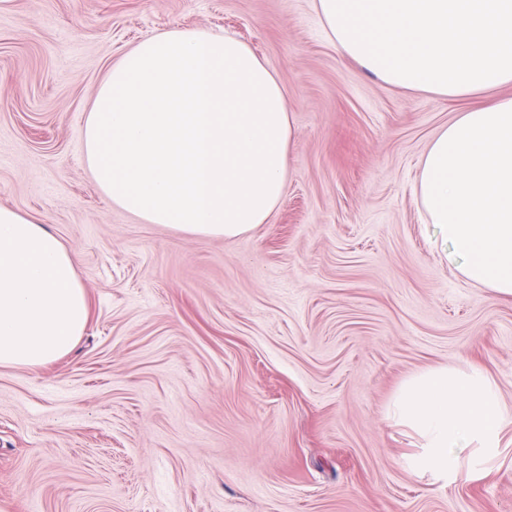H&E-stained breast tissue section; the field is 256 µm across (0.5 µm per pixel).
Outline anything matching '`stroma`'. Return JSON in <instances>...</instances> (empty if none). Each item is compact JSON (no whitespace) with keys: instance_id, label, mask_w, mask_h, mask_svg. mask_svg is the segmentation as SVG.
I'll list each match as a JSON object with an SVG mask.
<instances>
[{"instance_id":"stroma-1","label":"stroma","mask_w":512,"mask_h":512,"mask_svg":"<svg viewBox=\"0 0 512 512\" xmlns=\"http://www.w3.org/2000/svg\"><path fill=\"white\" fill-rule=\"evenodd\" d=\"M176 27L246 41L287 97L285 195L235 239L143 223L84 156L112 64ZM467 106L347 60L314 0H0V206L58 236L90 308L62 359L0 367V512H512V426L442 488L384 415L446 364L512 406V297L447 265L415 195Z\"/></svg>"}]
</instances>
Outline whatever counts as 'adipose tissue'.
<instances>
[{"instance_id":"obj_1","label":"adipose tissue","mask_w":512,"mask_h":512,"mask_svg":"<svg viewBox=\"0 0 512 512\" xmlns=\"http://www.w3.org/2000/svg\"><path fill=\"white\" fill-rule=\"evenodd\" d=\"M328 39L385 84L448 98L493 92L432 137L416 195L432 246L474 285L512 296V0H314ZM98 188L148 224L233 239L268 223L286 191L293 125L274 71L246 43L169 29L113 64L82 131ZM74 259L34 218L0 207V366L36 368L83 335ZM387 417L419 440L417 476L495 457L512 407L480 366L406 379Z\"/></svg>"}]
</instances>
